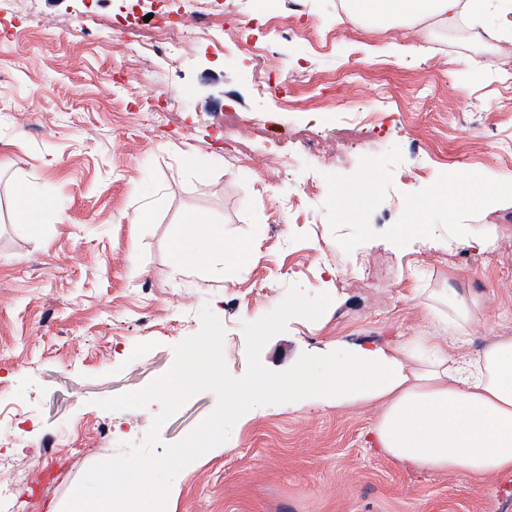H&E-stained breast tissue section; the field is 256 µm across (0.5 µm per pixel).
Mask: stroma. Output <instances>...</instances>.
<instances>
[{
    "mask_svg": "<svg viewBox=\"0 0 512 512\" xmlns=\"http://www.w3.org/2000/svg\"><path fill=\"white\" fill-rule=\"evenodd\" d=\"M234 43L243 28L268 49L264 73L247 54L215 55L184 14L179 55L153 54L115 20L119 0H0V417L19 422L22 453L0 441L16 496L33 512H62L86 470L142 442L159 403L107 411L99 400L166 374L174 348L197 333L202 307L220 319L232 376L248 368L243 325L272 311L288 287L336 294L322 327L290 320L260 359L281 371L339 340L381 342L421 332L438 292L465 288L485 316L470 351L512 337V12L468 30L337 23L344 0H304V38L282 44L288 0H223ZM480 54L498 66H462ZM322 79L285 83L303 68ZM321 99L289 107L295 95ZM377 119L345 147L334 127ZM235 115L225 130L226 112ZM319 155L289 156L303 128ZM245 143L231 151L228 142ZM202 158L198 174L182 162ZM477 181L498 197L432 202ZM35 186L51 207L22 223L16 191ZM371 192L351 204L336 188ZM145 213L134 223L136 213ZM191 212L231 244L258 248L245 266L216 260L195 274L172 266L170 245ZM403 224H421L416 238ZM496 238L490 255L464 247L470 228ZM371 278L337 284L336 243ZM216 397L183 403L160 430L175 443L214 411ZM379 409H298L272 396L235 424L224 451L175 477L172 512H512V474L474 477L398 467L372 439Z\"/></svg>",
    "mask_w": 512,
    "mask_h": 512,
    "instance_id": "35a3bbf8",
    "label": "stroma"
}]
</instances>
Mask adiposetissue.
I'll list each match as a JSON object with an SVG mask.
<instances>
[{"mask_svg": "<svg viewBox=\"0 0 512 512\" xmlns=\"http://www.w3.org/2000/svg\"><path fill=\"white\" fill-rule=\"evenodd\" d=\"M504 11L512 12V0H347L344 18L378 26L429 20L445 29L465 16L477 20ZM185 224L183 238L170 247L178 269L207 257L241 266L259 257L255 247L231 246L210 232L202 214H188ZM448 302L453 316L437 321L435 331L395 343L340 342L295 366L284 384L252 379L244 384L233 415L247 421L281 388L299 408L376 404L381 412L375 440L401 468L512 473V338L492 342L474 356L462 354L483 305L455 291Z\"/></svg>", "mask_w": 512, "mask_h": 512, "instance_id": "1", "label": "adipose tissue"}]
</instances>
